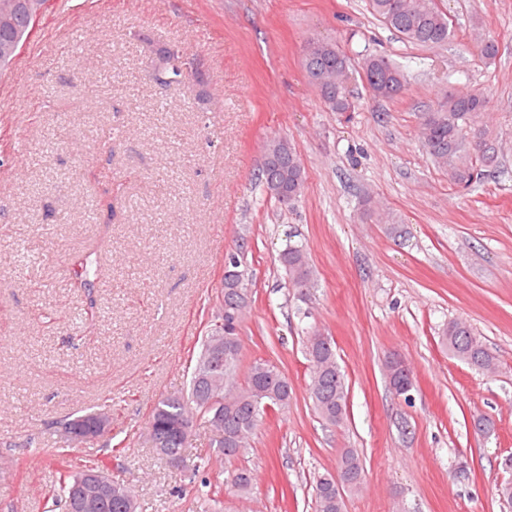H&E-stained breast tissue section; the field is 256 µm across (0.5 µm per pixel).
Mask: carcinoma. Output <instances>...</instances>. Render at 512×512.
Segmentation results:
<instances>
[{
    "label": "carcinoma",
    "mask_w": 512,
    "mask_h": 512,
    "mask_svg": "<svg viewBox=\"0 0 512 512\" xmlns=\"http://www.w3.org/2000/svg\"><path fill=\"white\" fill-rule=\"evenodd\" d=\"M28 9L22 10L11 22H0V75L18 58L36 22L47 10L48 0H25ZM372 14L403 41L420 46H441L448 43L452 30L448 15L438 0H369ZM182 51L158 56L154 64V79L161 85L179 84L184 76ZM303 66L321 100L334 112H352L356 105L350 90L351 82L360 80L369 93L377 98L394 99L403 94L405 75L394 61L376 55L363 58L359 70L352 71L347 56L337 45L312 40L306 45ZM490 103L482 91L464 95L450 93L448 99L427 113L420 139L425 152L448 175V181L463 189L495 173L499 166L496 137L483 123ZM258 180L265 191L284 205L299 200L306 186V174L296 148H288L271 159H264ZM247 239L238 245L237 256L224 267L221 280V300L208 321L201 350L192 368L189 388L172 397L162 396L154 405L148 424L164 435L166 447L186 453L191 447L192 433L184 434L181 427L206 425L212 427L210 447L216 456L237 459L248 453V439L265 413V405L274 409L288 407L293 388L288 377L273 363L257 360L248 368L244 380L237 378L240 363V322L228 317L239 307L240 296L234 288L226 287L230 280L247 279L240 255L248 249ZM280 262L288 272L293 286H313L312 270L303 245L288 243L280 253ZM74 283L79 288H91L101 276L97 251L78 255L73 261ZM442 343L450 355L471 368L492 373L496 358L472 329L460 321H451L442 332ZM306 355L310 361L309 394L314 409L328 428L340 427L347 419V385L344 372L336 360L330 337L318 333L306 337ZM211 363V373L202 374L201 365ZM223 402L224 423L213 427L209 398ZM112 420L109 412H88L73 419H63L59 425L74 434L72 444L89 445L95 439L84 438L98 419ZM41 452L59 464L56 485L52 490V506H64L85 471L73 472L58 448H43ZM342 482L343 493L336 492V481ZM254 477L247 468H239L231 476V487L245 495L253 487ZM364 481V466L353 448L341 451L336 471L329 470L314 478L316 512H344L345 497L357 492ZM209 481L200 479L197 488V507L212 512L216 499L207 490ZM96 512H138V501L130 487L112 483V495Z\"/></svg>",
    "instance_id": "obj_1"
}]
</instances>
